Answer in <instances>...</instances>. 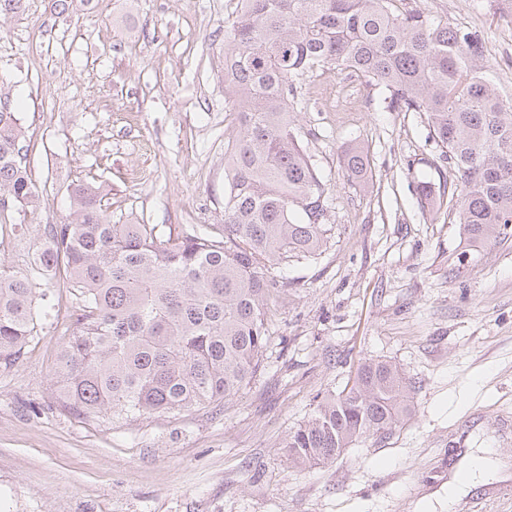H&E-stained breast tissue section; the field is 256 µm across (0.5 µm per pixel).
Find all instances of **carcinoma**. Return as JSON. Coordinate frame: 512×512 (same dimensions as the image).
<instances>
[{
	"instance_id": "obj_1",
	"label": "carcinoma",
	"mask_w": 512,
	"mask_h": 512,
	"mask_svg": "<svg viewBox=\"0 0 512 512\" xmlns=\"http://www.w3.org/2000/svg\"><path fill=\"white\" fill-rule=\"evenodd\" d=\"M398 0H239L224 35V92L239 106L225 167L224 225L176 231L114 224L99 188L73 184L72 220L51 224L32 272L0 266V366L40 335L47 289L64 276L76 305L58 398L79 416L133 421L230 400L263 368L277 271L315 259L335 235L325 185L289 113L295 80L334 66L389 91L388 108L420 112L461 172L460 237L474 247L512 228V99L483 76L478 31L401 11ZM17 113L0 103V214L39 206ZM364 183L368 154L344 155ZM414 390L389 360L324 396L284 450L298 467L332 463L412 415Z\"/></svg>"
}]
</instances>
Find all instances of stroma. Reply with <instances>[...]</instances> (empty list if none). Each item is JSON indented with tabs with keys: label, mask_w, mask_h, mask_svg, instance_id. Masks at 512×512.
<instances>
[{
	"label": "stroma",
	"mask_w": 512,
	"mask_h": 512,
	"mask_svg": "<svg viewBox=\"0 0 512 512\" xmlns=\"http://www.w3.org/2000/svg\"><path fill=\"white\" fill-rule=\"evenodd\" d=\"M485 37L488 81L512 97V0H399ZM237 0H28L0 17V87L25 130L37 209L0 226V265L28 271L67 188L107 189L113 223L192 227L224 221V155L237 109L224 94V33ZM290 115L332 203L336 236L285 269L273 296L264 367L232 400L130 424L69 413L50 390L75 320L49 283L44 328L0 367V512H467L490 497L512 512V478L490 475L448 501L419 483L461 436L512 464V236L461 241L462 188L419 112L334 68L298 80ZM368 150L367 184L345 150ZM432 185L420 199V182ZM416 383L412 415L335 462L294 467L288 435L317 397L369 360Z\"/></svg>",
	"instance_id": "1"
}]
</instances>
